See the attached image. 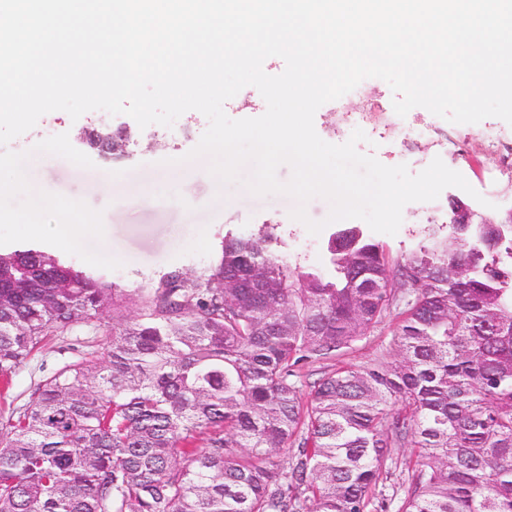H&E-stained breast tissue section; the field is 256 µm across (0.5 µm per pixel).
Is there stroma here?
I'll use <instances>...</instances> for the list:
<instances>
[{
	"mask_svg": "<svg viewBox=\"0 0 512 512\" xmlns=\"http://www.w3.org/2000/svg\"><path fill=\"white\" fill-rule=\"evenodd\" d=\"M362 95L354 106L367 109L372 122L385 136L383 146L359 143L361 153L375 156L387 166L399 165L397 154L410 143L412 159L408 169L418 173L434 158L460 172L473 187L466 194L456 187L444 189L437 200L412 202L403 209V221L394 235L374 234L390 265L422 244L429 225L448 221V208L458 198L484 215L494 217L512 208V167L503 161L502 147L512 145V126L498 118L477 124H455L433 117L428 137L408 140L397 115L388 110L395 94L378 78L362 81ZM135 129L136 138L123 156L100 158L78 135L87 128ZM201 138L193 133L177 138L175 129L157 124L138 128L125 114L110 115L102 110L71 120L63 111L43 115L25 134L0 146V180L21 177L30 189L0 193V211L10 213L0 223V247L4 249L37 245L52 251L49 239L29 233L30 221L68 224L85 220L99 229L75 241L63 251L76 263L105 272L124 288H147L171 271L193 273L210 264L225 235L248 236L267 229L276 240L272 250L279 259L300 263L308 269L329 272V237L337 223L328 222L330 204L316 197L306 205L308 216L324 222L318 235L290 216L296 202L285 195L256 196L242 185L252 174L251 166L241 170V182L219 185L209 172V160L189 166L179 159ZM400 320L390 312L377 328L357 342L353 349L335 359L304 368L307 381L322 372L369 363L388 347L392 331ZM94 325L82 326L76 337L49 336L46 346L31 356L17 371L7 389H0V420L24 404L35 384L50 375L63 361L62 351L73 341L96 339Z\"/></svg>",
	"mask_w": 512,
	"mask_h": 512,
	"instance_id": "stroma-1",
	"label": "stroma"
}]
</instances>
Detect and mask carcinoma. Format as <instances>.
Segmentation results:
<instances>
[{"instance_id": "1", "label": "carcinoma", "mask_w": 512, "mask_h": 512, "mask_svg": "<svg viewBox=\"0 0 512 512\" xmlns=\"http://www.w3.org/2000/svg\"><path fill=\"white\" fill-rule=\"evenodd\" d=\"M102 155L126 137L86 134ZM267 234L149 288L39 248L0 250V380L94 318L102 343L0 423V512H367L397 443L417 456L396 512H512V221L434 224L390 267L360 226L329 276ZM454 246L448 247V239ZM402 305L392 362L299 370Z\"/></svg>"}]
</instances>
